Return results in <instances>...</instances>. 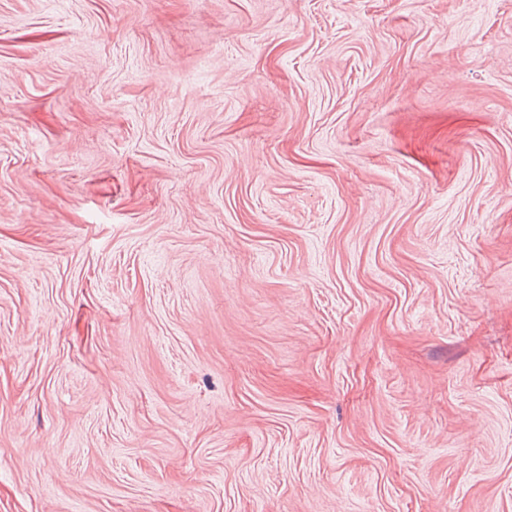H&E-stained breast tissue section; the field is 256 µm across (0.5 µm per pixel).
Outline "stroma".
Segmentation results:
<instances>
[{
  "mask_svg": "<svg viewBox=\"0 0 512 512\" xmlns=\"http://www.w3.org/2000/svg\"><path fill=\"white\" fill-rule=\"evenodd\" d=\"M0 512H512V0H0Z\"/></svg>",
  "mask_w": 512,
  "mask_h": 512,
  "instance_id": "35a3bbf8",
  "label": "stroma"
}]
</instances>
